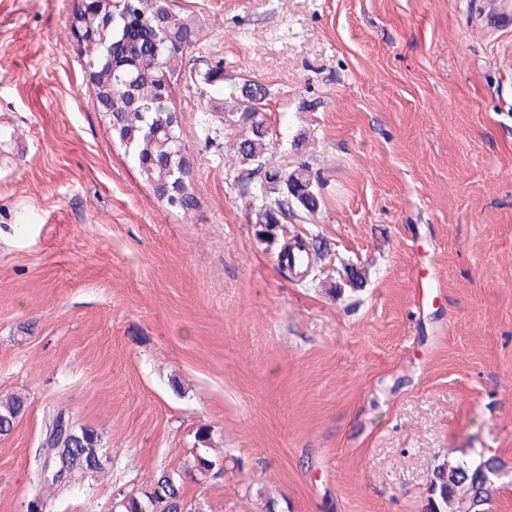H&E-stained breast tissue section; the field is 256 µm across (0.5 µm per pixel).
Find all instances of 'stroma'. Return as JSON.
<instances>
[{
    "mask_svg": "<svg viewBox=\"0 0 512 512\" xmlns=\"http://www.w3.org/2000/svg\"><path fill=\"white\" fill-rule=\"evenodd\" d=\"M80 0H0V512L43 420L102 469L44 512H114L184 474L194 512H430L438 469L512 471V28L498 0H171L195 210L158 200L96 110ZM224 87L266 86L271 168L319 209L264 232ZM300 243L307 273L284 268ZM425 272L440 298L418 303ZM206 440H199L200 430ZM217 466L189 474L198 448ZM25 401L15 397L5 404H0V435H7L13 429L18 418L23 414Z\"/></svg>",
    "mask_w": 512,
    "mask_h": 512,
    "instance_id": "stroma-1",
    "label": "stroma"
}]
</instances>
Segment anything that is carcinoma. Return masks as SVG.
<instances>
[{
	"label": "carcinoma",
	"instance_id": "obj_1",
	"mask_svg": "<svg viewBox=\"0 0 512 512\" xmlns=\"http://www.w3.org/2000/svg\"><path fill=\"white\" fill-rule=\"evenodd\" d=\"M159 4L156 0H122L112 13L108 41L112 43V61L116 67V90L112 97V111L117 113V128L113 136L130 151L141 178L148 184L179 179L185 182V199L175 209L189 212L197 204L192 192L190 173L169 163L167 152L181 149L180 128L171 131L176 140L167 146L154 140L155 131L169 121L172 80L181 71L185 47L195 41V29L180 16L168 23L173 39L154 49L152 40L158 30ZM267 88L246 80L235 94L236 104L224 111V122L247 125L246 133L236 150L246 165L241 182L247 193L260 199V222L271 230L282 221L296 216L298 211L315 213L321 200L319 183L308 168L299 164L292 170H268L264 154L270 140L269 126L262 115L267 99ZM25 401L15 397L0 404V435H7L23 414ZM43 436L50 437L39 462V482L64 491L77 479L100 468L101 438L92 428L78 426L63 410L48 412L43 425ZM508 473L493 459L476 464L460 465L447 472L436 473L433 490L439 492L443 503L462 489L456 512H484L490 491L504 483ZM142 501L134 494L118 492L115 507L118 512H147L153 505L155 512H182L178 480L164 473L157 488Z\"/></svg>",
	"mask_w": 512,
	"mask_h": 512
}]
</instances>
